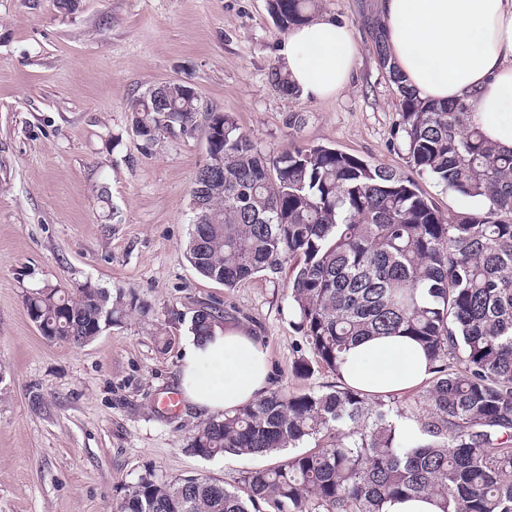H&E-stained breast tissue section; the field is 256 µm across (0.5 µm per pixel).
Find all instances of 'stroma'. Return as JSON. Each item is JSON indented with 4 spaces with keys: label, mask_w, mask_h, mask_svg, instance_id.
<instances>
[{
    "label": "stroma",
    "mask_w": 512,
    "mask_h": 512,
    "mask_svg": "<svg viewBox=\"0 0 512 512\" xmlns=\"http://www.w3.org/2000/svg\"><path fill=\"white\" fill-rule=\"evenodd\" d=\"M359 46L336 97L282 95L271 83L283 38L267 0H0V512H111L146 470L234 483L274 457L187 452L203 415L165 409L179 390L191 318L205 304L268 350L269 388L325 390L337 377L295 373L312 350L295 325L288 275L235 288L202 278L185 245L203 133L152 146L128 104L175 81L233 113L264 154L328 145L407 168L397 95L359 16L360 0H322ZM92 284L134 291L139 309L93 341L51 342L26 296Z\"/></svg>",
    "instance_id": "obj_1"
}]
</instances>
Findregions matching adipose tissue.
Listing matches in <instances>:
<instances>
[{
	"mask_svg": "<svg viewBox=\"0 0 512 512\" xmlns=\"http://www.w3.org/2000/svg\"><path fill=\"white\" fill-rule=\"evenodd\" d=\"M379 9L392 58L411 86L434 100L475 92V122L512 149V0H380ZM277 54L292 84L325 99L349 85L358 48L350 25L324 17L290 30ZM268 359L254 337L214 326L184 351L185 402L212 417L253 402L266 392ZM339 372L369 395L408 390L431 376L424 349L407 336L351 346Z\"/></svg>",
	"mask_w": 512,
	"mask_h": 512,
	"instance_id": "obj_1",
	"label": "adipose tissue"
}]
</instances>
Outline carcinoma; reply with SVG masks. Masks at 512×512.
Listing matches in <instances>:
<instances>
[{
    "label": "carcinoma",
    "mask_w": 512,
    "mask_h": 512,
    "mask_svg": "<svg viewBox=\"0 0 512 512\" xmlns=\"http://www.w3.org/2000/svg\"><path fill=\"white\" fill-rule=\"evenodd\" d=\"M320 8L321 0H268L282 30ZM363 26L397 94L408 173L322 144L267 157L233 114L203 108L177 85L145 92L128 111L145 144L174 127L200 129L210 158L224 165V192L206 194L193 211L186 256L196 272L235 288L289 266L298 326L333 374L365 337H412L434 363L420 412L344 383L271 392L200 424L188 451L204 459L285 451L282 460L233 485L147 470L112 512H384L391 499L423 493L443 512H512V150L473 122V93L432 100L407 83L379 11L369 10ZM271 80L298 95L287 73L277 69ZM417 176L489 206L447 217ZM136 302L91 284L25 298L29 318L50 335L85 344ZM223 319L224 309L203 306L191 333L206 336Z\"/></svg>",
    "instance_id": "carcinoma-1"
}]
</instances>
